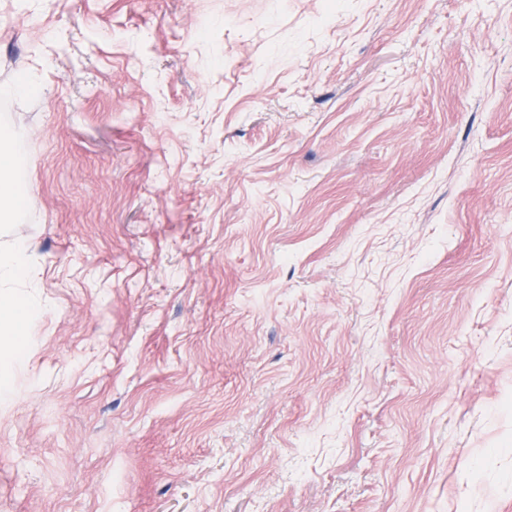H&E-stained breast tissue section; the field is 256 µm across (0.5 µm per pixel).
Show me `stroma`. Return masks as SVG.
I'll use <instances>...</instances> for the list:
<instances>
[{
    "instance_id": "1",
    "label": "stroma",
    "mask_w": 512,
    "mask_h": 512,
    "mask_svg": "<svg viewBox=\"0 0 512 512\" xmlns=\"http://www.w3.org/2000/svg\"><path fill=\"white\" fill-rule=\"evenodd\" d=\"M30 73L0 512H512V0H0ZM31 267L32 249L27 240L15 239L0 249V288H27L17 303L8 298L0 301V318L18 332L27 331L43 312L38 286L30 275Z\"/></svg>"
}]
</instances>
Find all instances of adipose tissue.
<instances>
[{
    "mask_svg": "<svg viewBox=\"0 0 512 512\" xmlns=\"http://www.w3.org/2000/svg\"><path fill=\"white\" fill-rule=\"evenodd\" d=\"M24 159L17 148L13 134L0 136V222L11 223L22 212L17 174ZM32 249L28 241L16 239L0 249V288H19L23 294L19 302L0 300V319L8 321L17 331H27L41 314L42 302L37 284L30 275Z\"/></svg>",
    "mask_w": 512,
    "mask_h": 512,
    "instance_id": "1",
    "label": "adipose tissue"
}]
</instances>
